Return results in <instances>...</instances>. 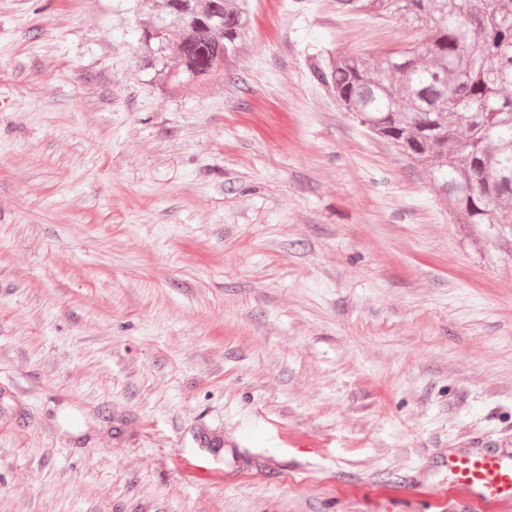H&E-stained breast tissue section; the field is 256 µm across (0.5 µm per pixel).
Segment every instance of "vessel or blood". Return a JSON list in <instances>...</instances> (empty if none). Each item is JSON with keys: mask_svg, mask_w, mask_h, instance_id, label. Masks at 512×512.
<instances>
[{"mask_svg": "<svg viewBox=\"0 0 512 512\" xmlns=\"http://www.w3.org/2000/svg\"><path fill=\"white\" fill-rule=\"evenodd\" d=\"M446 468L443 495L466 512H512V448H455Z\"/></svg>", "mask_w": 512, "mask_h": 512, "instance_id": "b4317fda", "label": "vessel or blood"}]
</instances>
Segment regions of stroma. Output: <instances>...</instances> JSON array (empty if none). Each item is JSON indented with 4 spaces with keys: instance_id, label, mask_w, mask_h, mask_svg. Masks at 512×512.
I'll return each mask as SVG.
<instances>
[{
    "instance_id": "stroma-1",
    "label": "stroma",
    "mask_w": 512,
    "mask_h": 512,
    "mask_svg": "<svg viewBox=\"0 0 512 512\" xmlns=\"http://www.w3.org/2000/svg\"><path fill=\"white\" fill-rule=\"evenodd\" d=\"M156 8L0 0V512H438L449 449L512 448V240L308 70L411 31L250 0L166 94ZM207 434L245 465L190 476Z\"/></svg>"
}]
</instances>
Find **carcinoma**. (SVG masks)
I'll use <instances>...</instances> for the list:
<instances>
[{
	"mask_svg": "<svg viewBox=\"0 0 512 512\" xmlns=\"http://www.w3.org/2000/svg\"><path fill=\"white\" fill-rule=\"evenodd\" d=\"M249 0H163L142 72L175 88L236 56ZM418 39L367 58H311L313 80L374 138L425 170L458 224L512 227V0H339Z\"/></svg>",
	"mask_w": 512,
	"mask_h": 512,
	"instance_id": "cac0c4a2",
	"label": "carcinoma"
}]
</instances>
